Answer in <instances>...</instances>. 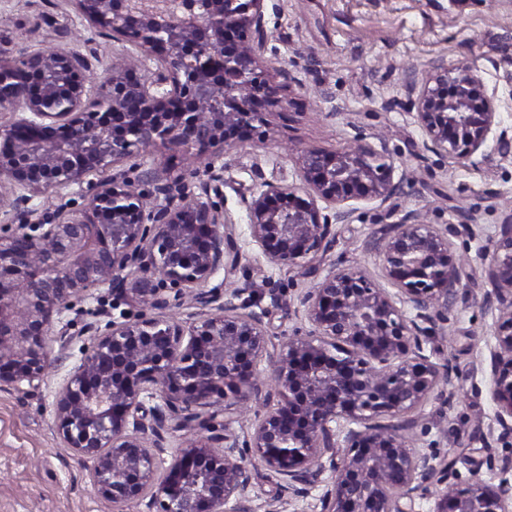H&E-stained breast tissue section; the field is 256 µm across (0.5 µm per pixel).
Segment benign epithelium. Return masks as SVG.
<instances>
[{"label": "benign epithelium", "mask_w": 512, "mask_h": 512, "mask_svg": "<svg viewBox=\"0 0 512 512\" xmlns=\"http://www.w3.org/2000/svg\"><path fill=\"white\" fill-rule=\"evenodd\" d=\"M88 28L146 53L131 64L103 62L94 40L28 52L0 27V110L20 112L0 128V214L22 216L0 235V385H34L53 364L50 348L65 304L127 281L142 306L93 339L56 393L55 417L68 447L89 468L97 492L116 506L146 502L155 512H250L247 462L275 474L282 491L308 495L317 473L331 481L320 512H512V485L450 481L452 466L414 446L418 411L448 402L450 367L424 354L448 325L461 286L452 228L408 213L369 249L373 276L333 268L297 296L310 329L269 349L265 311L240 312L245 289L201 286L241 259L235 229L214 205V160L253 136L287 104L283 86L258 55L268 40L264 0H73ZM153 60L156 68L148 61ZM104 76L90 83L92 63ZM425 149L485 162L493 139L509 147L495 91L473 68L433 60L406 79ZM163 146L205 161L200 193L183 177L148 172L144 193L116 173L84 206L31 220L33 198L82 182L135 152ZM297 184H268L249 204L250 235L277 267L307 266L336 239L353 201L396 196L385 146L358 138L298 158ZM484 276L498 317L488 388L498 422L512 420V214L497 225ZM191 298L202 318L185 326L167 310ZM267 361L268 376L257 370ZM160 397L151 420L141 396ZM233 399L228 413L221 403ZM258 403L249 432L230 429ZM192 435L165 462V434ZM345 453L338 454L337 437Z\"/></svg>", "instance_id": "obj_1"}]
</instances>
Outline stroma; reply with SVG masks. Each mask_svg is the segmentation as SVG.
Segmentation results:
<instances>
[{
  "label": "stroma",
  "mask_w": 512,
  "mask_h": 512,
  "mask_svg": "<svg viewBox=\"0 0 512 512\" xmlns=\"http://www.w3.org/2000/svg\"><path fill=\"white\" fill-rule=\"evenodd\" d=\"M263 12L270 38L259 54L286 85L290 105L270 116L263 135L225 149L214 162L242 259L230 278L215 276L210 287L231 281L252 288L256 309L267 313L271 346L304 326L296 295L314 277L269 264L251 240L248 205L264 184L297 182L301 151L336 150L358 137L386 145L410 182L386 202L356 203L317 266L323 273L357 266L377 274L378 260L366 240L413 211L427 223L454 227L453 252L465 258L463 287L447 331L425 348L432 361L450 362L447 390L454 399L423 408L425 433L417 445L451 461L458 483L477 477L512 483V468L503 466L512 456V431L497 422L487 387L497 312L485 300L490 286L482 276L496 228L512 213V151L490 164L477 156L458 160L426 151L404 82L406 69L423 68L435 57L466 62L495 91L501 126L512 135V0H264ZM38 14L44 20L26 34L28 51L72 46L81 24L63 0H0V27L27 24ZM150 168L185 177L194 190L207 179L205 172H192L184 156L164 149L133 154L118 166L144 192L151 186L142 173ZM107 177L90 172L82 184L49 191L33 204L43 213L81 208L87 186ZM139 312L134 298L115 296L107 286L90 289L63 311L67 334L53 339L58 361L44 380L35 387H0V512H116L97 493L87 465L62 441L55 394L90 346L87 326L103 332ZM251 470L253 512H268L273 504L279 512H319L318 498L331 477L323 472L318 487L301 498L281 492L260 462Z\"/></svg>",
  "instance_id": "obj_1"
}]
</instances>
